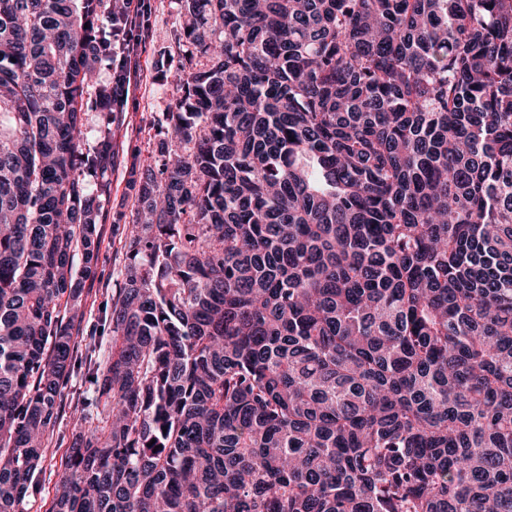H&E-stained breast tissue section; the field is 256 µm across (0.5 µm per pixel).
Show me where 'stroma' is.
I'll return each instance as SVG.
<instances>
[{
    "label": "stroma",
    "instance_id": "1",
    "mask_svg": "<svg viewBox=\"0 0 512 512\" xmlns=\"http://www.w3.org/2000/svg\"><path fill=\"white\" fill-rule=\"evenodd\" d=\"M151 34L143 43L140 68L144 77L134 93L135 101L125 112L113 115V158L106 171L107 193L99 212V247L95 272L83 282L79 315H66L65 321L78 342L97 339L98 356L107 355L111 333L106 316L112 308V291L120 281L123 256L120 250L119 227L133 221V195L128 170L138 156L156 148L154 123L157 113L166 111L178 95L175 80L156 81L157 65L176 71L178 59L175 35L182 23L173 0H151ZM89 385L83 373H75L63 385V409L50 430L39 474V490L32 512H51L62 490L66 472V456L73 434L81 427L80 409Z\"/></svg>",
    "mask_w": 512,
    "mask_h": 512
}]
</instances>
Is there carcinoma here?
<instances>
[{
    "label": "carcinoma",
    "instance_id": "1",
    "mask_svg": "<svg viewBox=\"0 0 512 512\" xmlns=\"http://www.w3.org/2000/svg\"><path fill=\"white\" fill-rule=\"evenodd\" d=\"M54 512H512V0H176ZM112 0H0V512H30L112 155Z\"/></svg>",
    "mask_w": 512,
    "mask_h": 512
}]
</instances>
